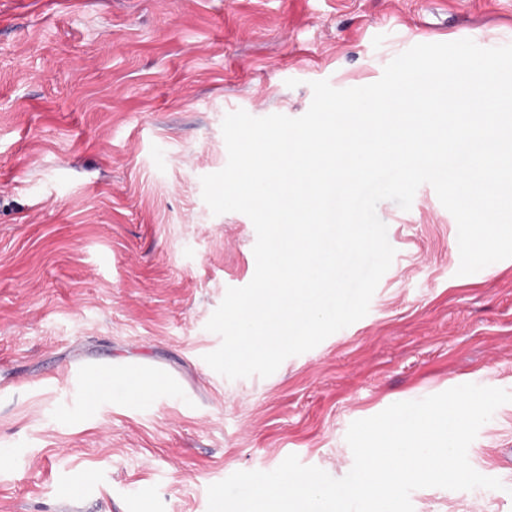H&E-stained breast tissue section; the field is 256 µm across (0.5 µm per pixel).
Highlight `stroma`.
Instances as JSON below:
<instances>
[{"instance_id":"stroma-1","label":"stroma","mask_w":512,"mask_h":512,"mask_svg":"<svg viewBox=\"0 0 512 512\" xmlns=\"http://www.w3.org/2000/svg\"><path fill=\"white\" fill-rule=\"evenodd\" d=\"M459 34L512 45V0H0V512H207L291 454L344 477L349 425L393 403L512 392V258L458 275L428 184L377 206L395 255L366 316L266 378L204 360L256 268L251 220L202 198L225 115L300 117L311 82ZM468 459L502 489H418L414 512H512V402Z\"/></svg>"}]
</instances>
